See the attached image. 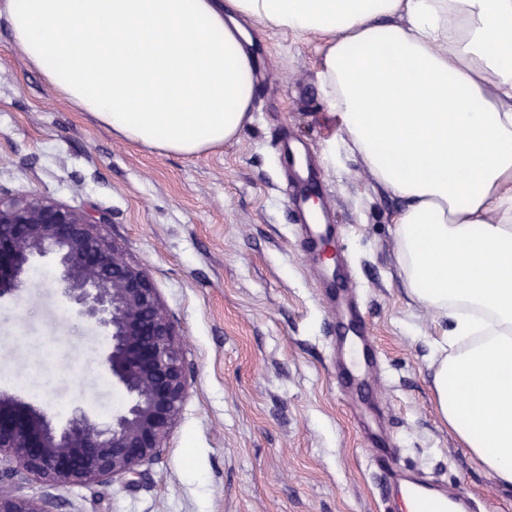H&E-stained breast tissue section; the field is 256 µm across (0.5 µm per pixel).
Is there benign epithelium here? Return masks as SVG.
<instances>
[{
    "instance_id": "7a95c632",
    "label": "benign epithelium",
    "mask_w": 512,
    "mask_h": 512,
    "mask_svg": "<svg viewBox=\"0 0 512 512\" xmlns=\"http://www.w3.org/2000/svg\"><path fill=\"white\" fill-rule=\"evenodd\" d=\"M104 215L41 195L0 193V301L19 298L43 259L55 265L65 300L109 340L102 361L129 402L98 423L83 410L56 424L0 391V512H54V491L123 480L162 454L186 392L182 354L156 288L102 232ZM44 493L19 495L15 478Z\"/></svg>"
}]
</instances>
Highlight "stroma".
<instances>
[{
  "label": "stroma",
  "instance_id": "35a3bbf8",
  "mask_svg": "<svg viewBox=\"0 0 512 512\" xmlns=\"http://www.w3.org/2000/svg\"><path fill=\"white\" fill-rule=\"evenodd\" d=\"M318 38L256 31L253 120L186 157L113 135L30 69L0 20V192L40 194L107 218L175 328L186 396L161 458L134 482L58 490V512H388L371 435L394 462L512 512L432 404L444 325L412 303L396 262L399 197L346 152L317 76ZM309 149L376 367L341 386L345 348L321 256L306 252L282 192L278 147ZM107 346L55 280L0 304V390L61 422L109 419L125 396L99 365Z\"/></svg>",
  "mask_w": 512,
  "mask_h": 512
}]
</instances>
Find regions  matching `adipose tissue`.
Masks as SVG:
<instances>
[{
	"label": "adipose tissue",
	"instance_id": "1",
	"mask_svg": "<svg viewBox=\"0 0 512 512\" xmlns=\"http://www.w3.org/2000/svg\"><path fill=\"white\" fill-rule=\"evenodd\" d=\"M0 19L77 110L186 156L252 120L244 21L319 38L347 150L405 202L402 284L448 321L434 408L512 489V0H0Z\"/></svg>",
	"mask_w": 512,
	"mask_h": 512
}]
</instances>
